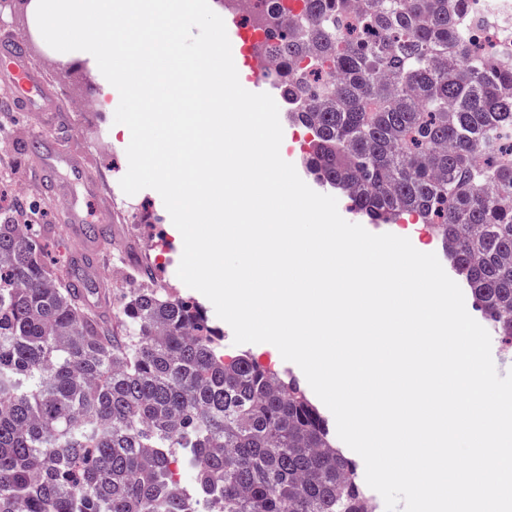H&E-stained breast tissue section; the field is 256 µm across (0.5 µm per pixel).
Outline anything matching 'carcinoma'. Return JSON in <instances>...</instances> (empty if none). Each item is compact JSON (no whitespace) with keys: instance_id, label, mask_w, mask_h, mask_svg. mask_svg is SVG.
<instances>
[{"instance_id":"carcinoma-1","label":"carcinoma","mask_w":512,"mask_h":512,"mask_svg":"<svg viewBox=\"0 0 512 512\" xmlns=\"http://www.w3.org/2000/svg\"><path fill=\"white\" fill-rule=\"evenodd\" d=\"M257 53L312 133L305 168L372 223L417 218L512 344V58L475 50L467 0L251 5ZM194 471L175 492L173 466ZM366 512L294 379L226 355L202 309L136 288L118 324L0 219V512Z\"/></svg>"}]
</instances>
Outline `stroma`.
Here are the masks:
<instances>
[{"instance_id":"stroma-1","label":"stroma","mask_w":512,"mask_h":512,"mask_svg":"<svg viewBox=\"0 0 512 512\" xmlns=\"http://www.w3.org/2000/svg\"><path fill=\"white\" fill-rule=\"evenodd\" d=\"M8 30L22 40L28 60L60 94L71 109L67 112H21L12 109L13 87L0 79V214L15 215L36 207L31 221L39 230V241L47 261L73 267L84 278L88 304L103 319L115 321L124 296L133 289L156 282L178 296L198 303L207 316L214 317L211 302L200 292L187 287L177 276L183 244L161 196L152 189L126 195L120 179L128 169L126 148L131 134L117 127L114 113L118 91L108 83L93 61L64 57L42 38L33 21L31 0H0V30ZM95 100L94 112L80 111L82 103ZM50 138L62 148L83 151L97 174L102 195L88 197L81 184L71 181L65 168L57 177L69 183L68 194L77 201L84 218L92 219L106 237L95 251L80 250L64 220L66 205L53 198L42 183V156L37 144ZM373 234L391 233L410 240L414 248L434 253L440 263L448 258L430 226L414 219L395 224H372ZM216 327L224 334V351L248 353L281 375L302 377V370L275 355L269 343L233 342V330L223 320Z\"/></svg>"}]
</instances>
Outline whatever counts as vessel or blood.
<instances>
[{
  "label": "vessel or blood",
  "mask_w": 512,
  "mask_h": 512,
  "mask_svg": "<svg viewBox=\"0 0 512 512\" xmlns=\"http://www.w3.org/2000/svg\"><path fill=\"white\" fill-rule=\"evenodd\" d=\"M0 74L16 88L17 103L23 111H61V104L54 100L38 73L28 66L24 47L7 31L0 33ZM60 165L65 166L73 179L82 183L85 188H92L93 178L78 157L48 152L46 173H53Z\"/></svg>",
  "instance_id": "b4317fda"
}]
</instances>
